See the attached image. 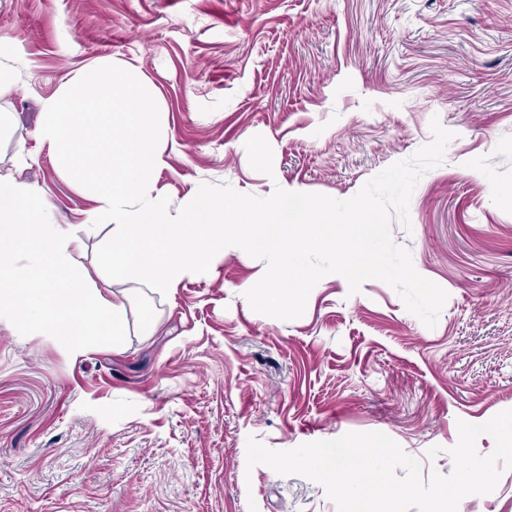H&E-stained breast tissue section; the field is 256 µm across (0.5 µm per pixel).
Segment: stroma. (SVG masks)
Instances as JSON below:
<instances>
[{"mask_svg": "<svg viewBox=\"0 0 512 512\" xmlns=\"http://www.w3.org/2000/svg\"><path fill=\"white\" fill-rule=\"evenodd\" d=\"M99 60L157 97L173 212L204 182L351 198L439 118L456 137L391 230L448 299L430 329L386 283L329 275L282 321L245 297L264 262L229 254L134 297L121 345L74 356L2 321L0 512H336L317 483L247 468L251 436L381 432L421 461L443 447L451 473L458 421L512 409V0H0V172L25 149L55 224L96 203L39 141L42 103Z\"/></svg>", "mask_w": 512, "mask_h": 512, "instance_id": "stroma-1", "label": "stroma"}]
</instances>
